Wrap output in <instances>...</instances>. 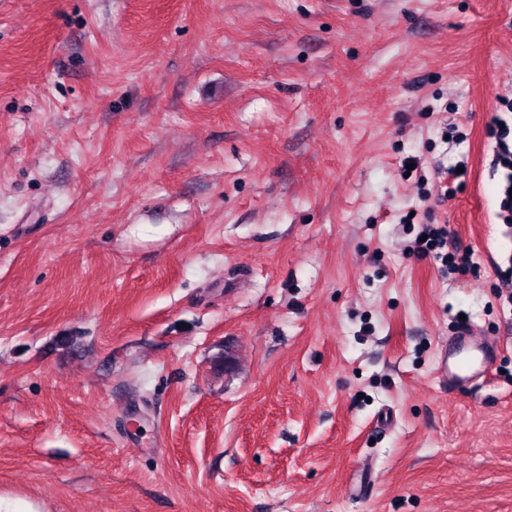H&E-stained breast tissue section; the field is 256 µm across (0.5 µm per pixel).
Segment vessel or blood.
<instances>
[{
	"label": "vessel or blood",
	"instance_id": "b4317fda",
	"mask_svg": "<svg viewBox=\"0 0 512 512\" xmlns=\"http://www.w3.org/2000/svg\"><path fill=\"white\" fill-rule=\"evenodd\" d=\"M494 355L468 327H461L445 346L437 379L450 387H464L490 373Z\"/></svg>",
	"mask_w": 512,
	"mask_h": 512
}]
</instances>
